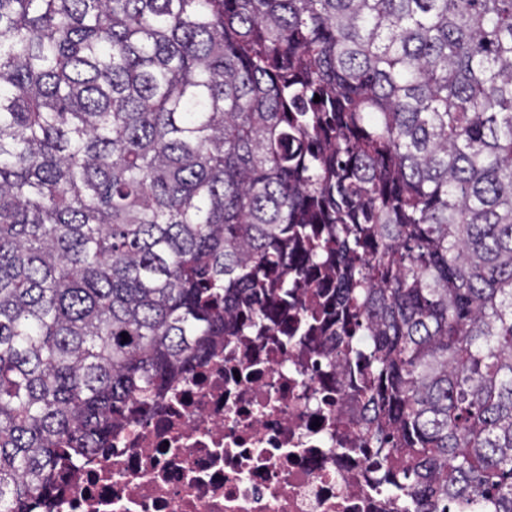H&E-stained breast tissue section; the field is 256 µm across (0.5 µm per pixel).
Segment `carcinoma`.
Here are the masks:
<instances>
[{
    "instance_id": "cac0c4a2",
    "label": "carcinoma",
    "mask_w": 512,
    "mask_h": 512,
    "mask_svg": "<svg viewBox=\"0 0 512 512\" xmlns=\"http://www.w3.org/2000/svg\"><path fill=\"white\" fill-rule=\"evenodd\" d=\"M322 267L378 484L512 512V0H0V512Z\"/></svg>"
}]
</instances>
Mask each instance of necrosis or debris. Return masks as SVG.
<instances>
[{
    "label": "necrosis or debris",
    "mask_w": 512,
    "mask_h": 512,
    "mask_svg": "<svg viewBox=\"0 0 512 512\" xmlns=\"http://www.w3.org/2000/svg\"><path fill=\"white\" fill-rule=\"evenodd\" d=\"M320 331L217 339L145 409L61 468L62 512H402L372 479L358 369Z\"/></svg>",
    "instance_id": "obj_1"
}]
</instances>
